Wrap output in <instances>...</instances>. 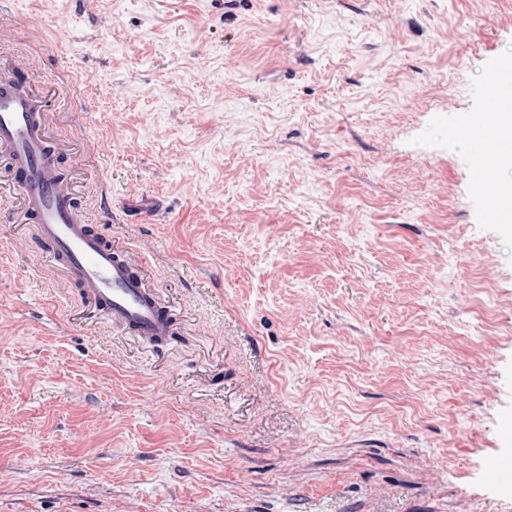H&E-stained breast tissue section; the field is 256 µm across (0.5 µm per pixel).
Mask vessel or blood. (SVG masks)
<instances>
[{
    "instance_id": "vessel-or-blood-1",
    "label": "vessel or blood",
    "mask_w": 512,
    "mask_h": 512,
    "mask_svg": "<svg viewBox=\"0 0 512 512\" xmlns=\"http://www.w3.org/2000/svg\"><path fill=\"white\" fill-rule=\"evenodd\" d=\"M486 88L495 103L478 111L467 127L469 179L488 200L489 220L498 224L512 213V196L490 190L493 160L512 150V132L496 120L512 106V76L492 74ZM1 148L8 153L9 169L22 191V223L35 225L40 242L74 276L85 296L145 341L171 336L169 312L147 286L141 265L89 223L71 184L62 180L46 115L37 100L5 85H0Z\"/></svg>"
}]
</instances>
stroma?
Returning <instances> with one entry per match:
<instances>
[{
  "label": "stroma",
  "instance_id": "stroma-1",
  "mask_svg": "<svg viewBox=\"0 0 512 512\" xmlns=\"http://www.w3.org/2000/svg\"><path fill=\"white\" fill-rule=\"evenodd\" d=\"M512 0H0V83L176 334L89 317L0 163V512H512V230L464 131Z\"/></svg>",
  "mask_w": 512,
  "mask_h": 512
}]
</instances>
